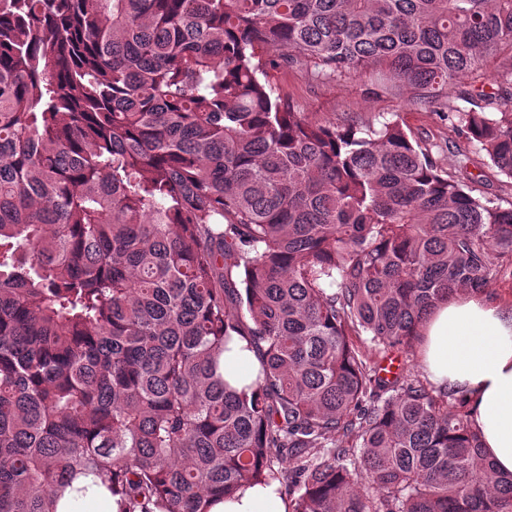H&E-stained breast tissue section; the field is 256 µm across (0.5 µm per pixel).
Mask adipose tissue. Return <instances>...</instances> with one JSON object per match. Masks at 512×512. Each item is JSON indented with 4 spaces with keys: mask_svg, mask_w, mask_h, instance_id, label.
I'll use <instances>...</instances> for the list:
<instances>
[{
    "mask_svg": "<svg viewBox=\"0 0 512 512\" xmlns=\"http://www.w3.org/2000/svg\"><path fill=\"white\" fill-rule=\"evenodd\" d=\"M420 345L429 379L464 396L480 433L484 458L497 475H512V304L482 293L459 294L436 304L426 316ZM260 367L247 340L233 337L221 358L225 379L236 388L252 383ZM79 491H63L57 512H118L114 497L91 478ZM278 483L242 487L217 501L211 512H288Z\"/></svg>",
    "mask_w": 512,
    "mask_h": 512,
    "instance_id": "ef3b65f1",
    "label": "adipose tissue"
}]
</instances>
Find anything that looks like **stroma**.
I'll list each match as a JSON object with an SVG mask.
<instances>
[{
	"mask_svg": "<svg viewBox=\"0 0 512 512\" xmlns=\"http://www.w3.org/2000/svg\"><path fill=\"white\" fill-rule=\"evenodd\" d=\"M267 80L274 95L316 119L362 125L399 120L417 140L433 145L439 164L472 195L501 204L512 202V184L489 164L479 144L458 134L456 116L445 115L439 105L410 104L405 91L395 97L366 99L368 79L359 73L316 82L301 67L281 66L269 69Z\"/></svg>",
	"mask_w": 512,
	"mask_h": 512,
	"instance_id": "obj_1",
	"label": "stroma"
}]
</instances>
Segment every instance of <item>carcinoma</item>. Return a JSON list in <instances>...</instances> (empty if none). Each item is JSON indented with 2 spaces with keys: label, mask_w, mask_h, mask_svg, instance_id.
I'll use <instances>...</instances> for the list:
<instances>
[{
  "label": "carcinoma",
  "mask_w": 512,
  "mask_h": 512,
  "mask_svg": "<svg viewBox=\"0 0 512 512\" xmlns=\"http://www.w3.org/2000/svg\"><path fill=\"white\" fill-rule=\"evenodd\" d=\"M502 55L512 0H0V512L88 474L119 512L271 480L290 512H512L465 399L412 371L432 306L512 255V202L262 80L425 104ZM489 78L444 108L512 179V62ZM221 358V372L232 386L241 390L250 385L260 367L255 349L250 348L247 340L234 336Z\"/></svg>",
  "instance_id": "obj_1"
}]
</instances>
